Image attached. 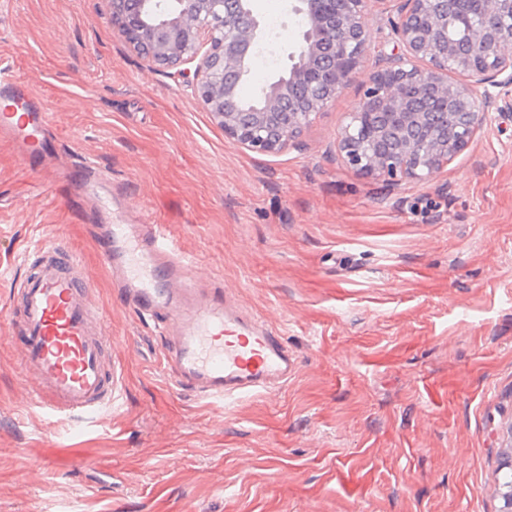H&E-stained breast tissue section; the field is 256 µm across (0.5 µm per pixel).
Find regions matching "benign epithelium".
Here are the masks:
<instances>
[{"instance_id": "obj_1", "label": "benign epithelium", "mask_w": 512, "mask_h": 512, "mask_svg": "<svg viewBox=\"0 0 512 512\" xmlns=\"http://www.w3.org/2000/svg\"><path fill=\"white\" fill-rule=\"evenodd\" d=\"M393 1L397 52L379 59L338 151L360 175L422 182L474 139L496 106L489 88L512 95V0H475L477 20L457 36L441 0H297L302 28L289 64L252 100L239 97L264 38L251 0H107L113 26L149 67L194 65L186 86L224 135L265 154L295 143L335 104L367 56L375 6ZM427 92L452 111L451 131L414 109Z\"/></svg>"}]
</instances>
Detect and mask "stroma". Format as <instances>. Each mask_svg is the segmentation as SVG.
Returning a JSON list of instances; mask_svg holds the SVG:
<instances>
[{"instance_id": "stroma-1", "label": "stroma", "mask_w": 512, "mask_h": 512, "mask_svg": "<svg viewBox=\"0 0 512 512\" xmlns=\"http://www.w3.org/2000/svg\"><path fill=\"white\" fill-rule=\"evenodd\" d=\"M275 22L244 84L285 68L300 18ZM0 63L50 114L56 168L0 139V512H498L512 442V110L489 113L433 179L390 183L338 157L366 58L335 106L276 155L242 148L176 69L147 66L107 0H0ZM99 167L86 188L72 159ZM166 225L198 276L277 330L288 383L230 408L176 388L158 326L116 301L89 195ZM77 253L107 310L121 406L84 430L19 405L6 317L23 255ZM54 462L41 471L42 459Z\"/></svg>"}]
</instances>
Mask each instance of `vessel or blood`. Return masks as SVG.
I'll list each match as a JSON object with an SVG mask.
<instances>
[{
    "instance_id": "vessel-or-blood-1",
    "label": "vessel or blood",
    "mask_w": 512,
    "mask_h": 512,
    "mask_svg": "<svg viewBox=\"0 0 512 512\" xmlns=\"http://www.w3.org/2000/svg\"><path fill=\"white\" fill-rule=\"evenodd\" d=\"M0 99L23 107L0 113V138L17 145L29 163L53 166L54 151L43 147L49 114L7 67L0 68ZM96 244L119 293L161 327V366L177 386L228 405L287 382L295 361L280 336L246 312L234 292L194 276L162 225L129 224L116 215L102 225ZM11 298L18 310L9 325L21 338L30 401L56 420L101 424L105 412L118 407L119 374L105 314L82 264L60 245L44 244Z\"/></svg>"
}]
</instances>
